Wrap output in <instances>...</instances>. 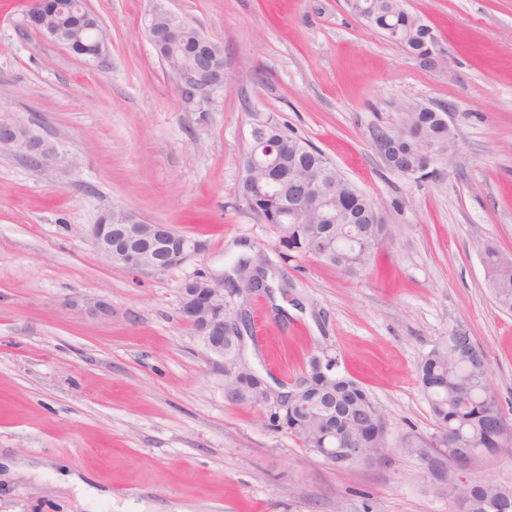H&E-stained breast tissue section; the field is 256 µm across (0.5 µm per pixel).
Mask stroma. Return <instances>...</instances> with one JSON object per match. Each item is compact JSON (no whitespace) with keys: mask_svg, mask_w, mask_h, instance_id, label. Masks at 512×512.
<instances>
[{"mask_svg":"<svg viewBox=\"0 0 512 512\" xmlns=\"http://www.w3.org/2000/svg\"><path fill=\"white\" fill-rule=\"evenodd\" d=\"M224 48L226 84L189 89L144 29L156 6ZM110 60L85 62L0 0V122H31L69 173L0 153V512H453L405 435L435 431L418 380L426 354L467 329L512 418V313L481 262L512 252V0H407L435 37L430 67L372 31L345 0H89ZM415 104L446 108L448 162L391 171L374 128ZM274 116L378 206L389 239L356 274L282 259L279 234L236 197L252 121ZM124 207L205 249L155 277L103 260L91 224ZM283 288L251 298L249 362L268 382L336 354L388 425L385 457L337 470L224 398V376L180 313L184 282L222 273L238 241ZM105 303L80 314L69 302ZM64 464L104 492L54 485Z\"/></svg>","mask_w":512,"mask_h":512,"instance_id":"35a3bbf8","label":"stroma"}]
</instances>
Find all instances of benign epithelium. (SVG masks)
<instances>
[{"instance_id": "obj_1", "label": "benign epithelium", "mask_w": 512, "mask_h": 512, "mask_svg": "<svg viewBox=\"0 0 512 512\" xmlns=\"http://www.w3.org/2000/svg\"><path fill=\"white\" fill-rule=\"evenodd\" d=\"M59 5L56 0H30L27 13V25L39 34L55 43L70 47L75 37L89 42V50L83 58L97 65H105L109 60L108 37L103 26L90 22L94 12L88 7L87 0H73L72 14L87 20L82 27L71 32L56 24ZM162 9L155 8L145 22L147 37L155 51L172 48L180 39L185 20L168 11V23L160 25L159 15ZM169 71L194 89L204 90L222 85L227 79L224 66L207 62L190 68H177L172 65L168 55H160ZM264 127L253 123L248 131V147L251 151L244 155L238 187H244V178L253 171H268L273 164L262 158V148L257 143L264 138ZM375 147L385 164L404 177H415L429 172L434 165L435 155L432 149L424 151L420 166L416 169H401L393 158V138L387 134L374 140ZM0 150L22 155L31 164L52 166L64 172L73 167V162L62 155L54 144L38 135L32 124L21 121L0 122ZM333 182L324 175H318L304 186L288 206L289 217L293 222L312 212H327L334 203ZM89 233L100 257L114 265L134 270L144 276L152 277L172 269L164 248L165 236L158 225L149 224L129 209L110 210L100 218V223L91 225ZM194 285L189 292H181L180 311L187 322L201 324L199 336L208 353L220 362L224 372V382L232 380L239 372L237 364L224 357V342L234 347L243 345L244 333L252 332L251 321L224 316V278L211 276L194 277ZM491 427L501 438L512 437V420L499 413L493 416ZM452 457L427 456V471L439 481V490L448 495L456 512H470L469 489L472 486L466 471L477 460V454L470 448L452 449ZM320 456L334 467L342 464H373L381 459L378 453H367L353 447V440L345 437L339 448H323Z\"/></svg>"}]
</instances>
